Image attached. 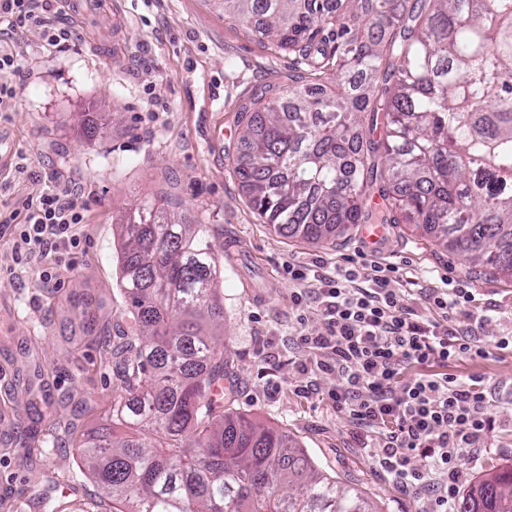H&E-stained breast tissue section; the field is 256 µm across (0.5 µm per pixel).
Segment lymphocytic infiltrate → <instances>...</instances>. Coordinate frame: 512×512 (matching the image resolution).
I'll use <instances>...</instances> for the list:
<instances>
[{
    "label": "lymphocytic infiltrate",
    "instance_id": "lymphocytic-infiltrate-1",
    "mask_svg": "<svg viewBox=\"0 0 512 512\" xmlns=\"http://www.w3.org/2000/svg\"><path fill=\"white\" fill-rule=\"evenodd\" d=\"M52 9V0H0V25L41 26L49 45L57 47L68 33L55 28ZM83 220L82 208L65 188L42 193L23 213L0 208V226L17 229L13 248L19 258L77 247L76 226ZM397 271L363 254L332 275L288 267L293 279L312 276L319 283L316 294L303 290L293 295L302 328L297 342L312 357L310 374L339 377L328 399L348 415L362 445H369L373 435L382 436L381 467L402 490L419 492L433 488L437 473L454 472L461 451L479 462L491 422L480 386L426 366L467 354L482 357L486 351L475 334L451 324L471 300L467 289H431L427 299L437 315L422 321L391 288ZM313 304L320 317L314 326L307 315ZM409 366L417 369L410 377L404 374ZM415 452L428 458V468L410 467Z\"/></svg>",
    "mask_w": 512,
    "mask_h": 512
}]
</instances>
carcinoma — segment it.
Here are the masks:
<instances>
[{"label": "carcinoma", "mask_w": 512, "mask_h": 512, "mask_svg": "<svg viewBox=\"0 0 512 512\" xmlns=\"http://www.w3.org/2000/svg\"><path fill=\"white\" fill-rule=\"evenodd\" d=\"M314 81L238 105L235 171L277 234L327 244L412 224L480 276L512 281V0H220ZM118 253L134 342L128 396L76 441L110 512H379L286 433L216 413L229 364L205 224L131 210ZM454 512H512V469Z\"/></svg>", "instance_id": "obj_1"}]
</instances>
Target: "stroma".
I'll list each match as a JSON object with an SVG mask.
<instances>
[{
	"mask_svg": "<svg viewBox=\"0 0 512 512\" xmlns=\"http://www.w3.org/2000/svg\"><path fill=\"white\" fill-rule=\"evenodd\" d=\"M56 0L59 28L73 40L47 49L38 27L6 42L19 56L16 97L0 114V135L25 175L0 173L10 208L47 190L73 188L85 209L76 254L14 260L0 235V512H97L96 489L77 464L75 438L97 426L124 394L113 368L117 336L130 332L117 283L119 222L136 205L174 211L205 224L221 265L224 320L214 336L230 355L219 397L234 412L286 432L329 476L370 498L379 512H429L438 490L454 497L486 474L512 468V282L476 278L452 254L410 224H387L376 259L399 267L391 286L414 313L433 317L424 291L443 279L473 296L453 318L489 320L478 335L487 357L449 361L448 373L480 381L493 418L480 464L460 453L459 476L437 474L435 487L402 491L377 463L381 439L361 449L356 428L325 395L339 379L303 372L298 349L296 281L288 264L326 270L367 250L362 226L317 245L272 232L254 212L235 172L236 108L259 89L288 92L296 72L287 55L225 19L219 0ZM58 283H44L42 271Z\"/></svg>",
	"mask_w": 512,
	"mask_h": 512,
	"instance_id": "35a3bbf8",
	"label": "stroma"
}]
</instances>
